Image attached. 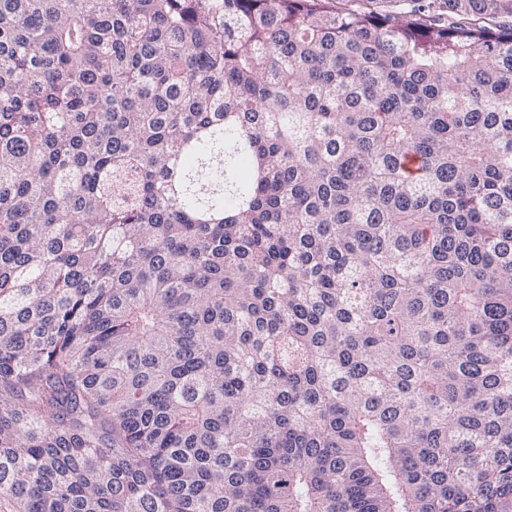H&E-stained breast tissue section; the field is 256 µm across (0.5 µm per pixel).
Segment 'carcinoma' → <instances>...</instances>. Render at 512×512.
Segmentation results:
<instances>
[{
	"instance_id": "carcinoma-1",
	"label": "carcinoma",
	"mask_w": 512,
	"mask_h": 512,
	"mask_svg": "<svg viewBox=\"0 0 512 512\" xmlns=\"http://www.w3.org/2000/svg\"><path fill=\"white\" fill-rule=\"evenodd\" d=\"M0 512H512V0H0ZM338 1V6L341 8L347 7L349 8L350 4H356L353 8H358L361 10H385L394 13H400L404 10H407L410 6L406 4V1L399 0H357L353 3L348 2V0H336Z\"/></svg>"
}]
</instances>
